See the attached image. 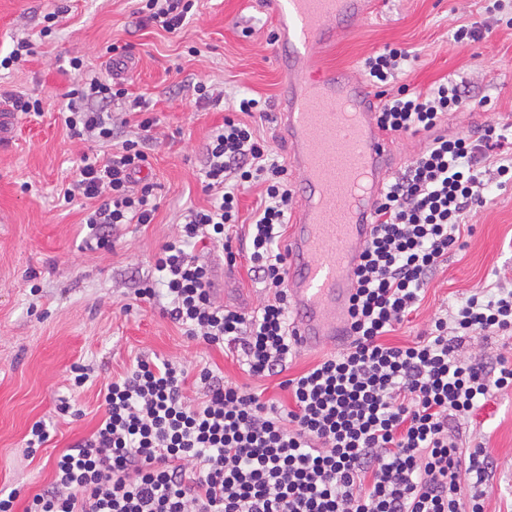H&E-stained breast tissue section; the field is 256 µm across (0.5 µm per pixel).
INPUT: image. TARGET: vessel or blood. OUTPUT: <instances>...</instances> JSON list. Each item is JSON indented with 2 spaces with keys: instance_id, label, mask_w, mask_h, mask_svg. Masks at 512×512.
Returning a JSON list of instances; mask_svg holds the SVG:
<instances>
[{
  "instance_id": "obj_1",
  "label": "vessel or blood",
  "mask_w": 512,
  "mask_h": 512,
  "mask_svg": "<svg viewBox=\"0 0 512 512\" xmlns=\"http://www.w3.org/2000/svg\"><path fill=\"white\" fill-rule=\"evenodd\" d=\"M371 0H275L278 65L288 75L276 112L303 194L288 233L291 331L316 349L349 333L352 271L371 232V213L387 175L391 146L374 122V100L358 83L314 68L347 18Z\"/></svg>"
}]
</instances>
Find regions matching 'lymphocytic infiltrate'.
Masks as SVG:
<instances>
[{
  "instance_id": "1",
  "label": "lymphocytic infiltrate",
  "mask_w": 512,
  "mask_h": 512,
  "mask_svg": "<svg viewBox=\"0 0 512 512\" xmlns=\"http://www.w3.org/2000/svg\"><path fill=\"white\" fill-rule=\"evenodd\" d=\"M140 2L141 23L170 33L194 7V0ZM407 59L387 47L363 62L380 88L379 129L430 140L374 203L372 235L354 270L347 345L286 377L298 353L281 249L294 191L265 141L225 117L205 144L210 205L188 209L177 237L154 258L156 278L143 280L134 296L167 297L166 315L186 336L237 357L249 377L278 378L289 403L207 367L197 374L206 394L196 403L183 393L184 366L137 359L105 385L96 431L57 457L53 481L23 512H485L495 461L483 444L463 446L455 432L460 419L512 389V356L468 360L459 351L473 335L512 332V287L499 282L495 294L475 292L412 342L389 337L424 299L465 230L464 215L490 183L512 186V161L491 176L481 169L512 139V121L439 134L449 112L469 104V92L453 83L384 91ZM69 65L78 73L64 117L72 135L110 141V109L118 103L122 124L139 131L107 158L83 156L63 190L65 202L94 201L85 224L96 248L108 250L119 225L155 219L154 187L139 175L159 121L124 80L83 77L77 57ZM256 182L264 198L242 254L267 299L248 314L216 301L211 271L193 249L222 247L235 265L238 195Z\"/></svg>"
}]
</instances>
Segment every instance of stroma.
I'll return each instance as SVG.
<instances>
[{"label": "stroma", "instance_id": "obj_1", "mask_svg": "<svg viewBox=\"0 0 512 512\" xmlns=\"http://www.w3.org/2000/svg\"><path fill=\"white\" fill-rule=\"evenodd\" d=\"M371 12L348 22L320 62L366 77L359 63L391 45L408 53L394 80L426 90L441 81L465 85L475 104L449 114L440 132L475 131L512 114V0H372ZM137 0H0V53L17 40L30 43L26 61L0 68V108L14 112L11 138L0 144V490L20 488L23 502L54 478L57 456L89 437L103 416L102 390L140 357H164L207 367L226 381L249 376L222 349L185 336L161 304L135 301L140 278L153 272L155 254L176 236L184 213L206 206L202 190L203 148L240 98L263 100L265 109L245 116L279 161L289 159L275 112L280 74L273 38V0H197L193 16L175 34L138 23ZM59 17L45 28L49 12ZM479 30L467 45L454 40L460 26ZM128 46L129 89L145 95L160 120L149 143L158 203L153 223L125 224L110 250H90L81 200L65 203L58 193L83 154L110 156L135 138L134 126H117L108 142L71 135L62 112L75 82L70 57L85 74H104L112 45ZM223 89L219 106L197 102L196 84ZM41 99L43 114L15 113L14 102ZM469 232L429 284L420 307L390 342H411L435 317L457 307L477 288L498 278L512 280V187L490 188L482 205L465 217ZM211 266L219 303L249 312L265 299L247 272L245 257L227 268L221 249L199 251ZM92 370L84 387L71 389L72 366ZM78 416L59 413L61 402ZM44 421L49 439L26 458L28 434ZM467 444L484 443L499 466L490 478L485 512H512V389L462 420Z\"/></svg>", "mask_w": 512, "mask_h": 512}]
</instances>
